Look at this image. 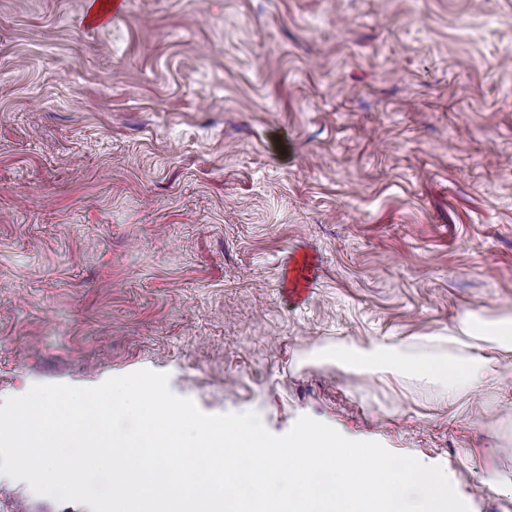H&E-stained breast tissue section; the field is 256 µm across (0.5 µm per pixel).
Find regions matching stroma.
I'll list each match as a JSON object with an SVG mask.
<instances>
[{
    "mask_svg": "<svg viewBox=\"0 0 512 512\" xmlns=\"http://www.w3.org/2000/svg\"><path fill=\"white\" fill-rule=\"evenodd\" d=\"M0 0V402L140 369L512 512V384L310 354L512 308V0ZM0 512H91L0 475Z\"/></svg>",
    "mask_w": 512,
    "mask_h": 512,
    "instance_id": "1",
    "label": "stroma"
}]
</instances>
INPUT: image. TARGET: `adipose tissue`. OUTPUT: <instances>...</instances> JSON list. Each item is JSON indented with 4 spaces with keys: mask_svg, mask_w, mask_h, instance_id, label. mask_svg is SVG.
Returning a JSON list of instances; mask_svg holds the SVG:
<instances>
[{
    "mask_svg": "<svg viewBox=\"0 0 512 512\" xmlns=\"http://www.w3.org/2000/svg\"><path fill=\"white\" fill-rule=\"evenodd\" d=\"M440 338H431L434 348L430 354L411 352L408 345L384 341L366 344L339 343L324 348L329 359L345 362L349 367L371 376L378 374L412 375L438 386L448 399L458 394L475 392L494 381L512 379V366L494 369L484 357L474 354V342L482 341L504 350H512V310H504L495 320H485L476 312H467L456 326L449 330L451 352H441Z\"/></svg>",
    "mask_w": 512,
    "mask_h": 512,
    "instance_id": "obj_1",
    "label": "adipose tissue"
}]
</instances>
